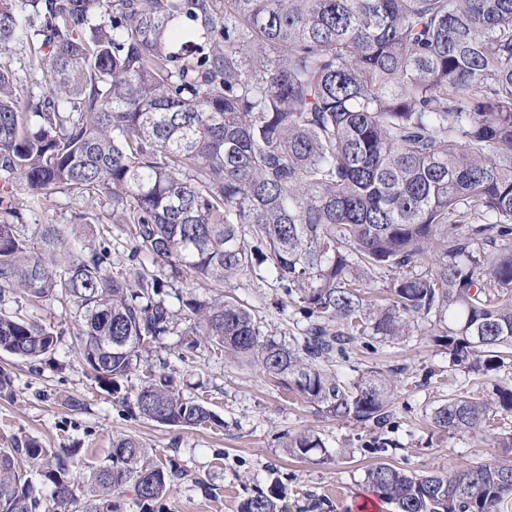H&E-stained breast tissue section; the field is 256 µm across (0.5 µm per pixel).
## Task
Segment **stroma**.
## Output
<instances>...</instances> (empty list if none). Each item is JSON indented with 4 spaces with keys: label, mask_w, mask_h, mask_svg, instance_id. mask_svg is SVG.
I'll list each match as a JSON object with an SVG mask.
<instances>
[{
    "label": "stroma",
    "mask_w": 512,
    "mask_h": 512,
    "mask_svg": "<svg viewBox=\"0 0 512 512\" xmlns=\"http://www.w3.org/2000/svg\"><path fill=\"white\" fill-rule=\"evenodd\" d=\"M20 208L27 226L87 224L91 237L107 231L112 268L126 269L131 244L123 226L112 223L106 201L87 206L76 190L55 193L43 205H30L22 186L0 188V198ZM233 296L245 301L266 335L292 342L304 321L265 271L232 283ZM24 314L54 326L60 333L53 360L30 363L0 351V368L14 380L13 397L0 399V448L17 440H36L51 449L75 448L82 462L101 461L114 439L133 437L158 457L175 460L187 471L175 482L162 512H239L257 491L279 486L287 512H355L366 492L367 469L379 462L413 475H447L463 466L492 463L504 451L494 435L512 433V412L493 410L489 425L469 435L439 430L428 423L433 408L448 396L481 392L493 398L497 385H512V366L484 376L470 365L453 364L447 346L433 342L425 329L393 342L362 338L349 356L333 359L330 371L353 378L380 374L393 381L390 413L384 424L327 417L298 393L285 390L257 364L191 351L168 337L149 362L170 375L187 395L203 398L212 423L193 429L163 426L129 415L122 396L134 395L139 375L125 382L121 395L101 389L80 359L74 334L75 309L63 299L23 305ZM316 432L326 448L298 459L285 446L288 435ZM393 440L387 451L377 448Z\"/></svg>",
    "instance_id": "35a3bbf8"
}]
</instances>
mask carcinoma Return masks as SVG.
Listing matches in <instances>:
<instances>
[{"mask_svg": "<svg viewBox=\"0 0 512 512\" xmlns=\"http://www.w3.org/2000/svg\"><path fill=\"white\" fill-rule=\"evenodd\" d=\"M15 43L43 92L21 98L0 65V181L34 204L62 189L106 199L133 265L113 273L111 242L59 224L27 235L1 199L0 303L71 302L103 390L177 336L258 363L331 418L382 424L391 381L324 368L356 339L423 323L484 375L512 358V0H0V50ZM260 267L307 321L291 346L220 292ZM387 272L389 298H371ZM186 273L213 293L169 292ZM59 336L0 308V350L38 362ZM123 404L170 427L213 420L151 370ZM490 407L455 394L429 420L469 434ZM286 447L325 443L303 431ZM29 474L58 512H123L128 488L155 512L182 471L132 437L98 466L17 440L0 448V512H41ZM366 477L394 512H501L512 456ZM282 500L275 486L240 512H286Z\"/></svg>", "mask_w": 512, "mask_h": 512, "instance_id": "obj_1", "label": "carcinoma"}]
</instances>
